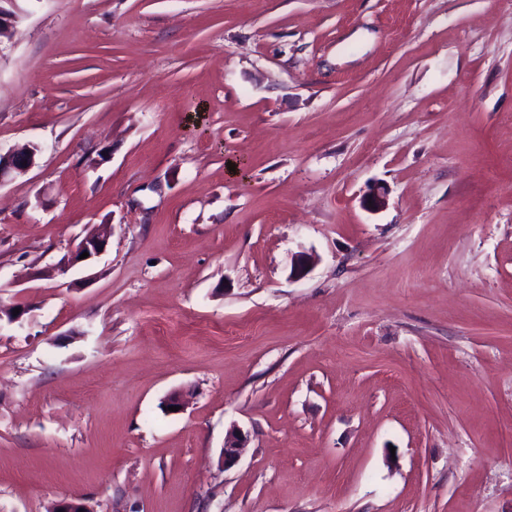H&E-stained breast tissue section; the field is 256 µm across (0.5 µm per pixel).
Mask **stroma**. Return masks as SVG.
I'll list each match as a JSON object with an SVG mask.
<instances>
[{
  "label": "stroma",
  "mask_w": 512,
  "mask_h": 512,
  "mask_svg": "<svg viewBox=\"0 0 512 512\" xmlns=\"http://www.w3.org/2000/svg\"><path fill=\"white\" fill-rule=\"evenodd\" d=\"M23 8L0 512H512V0ZM41 151L38 145L26 150L11 151L7 154L0 152V185L6 180L26 174L35 165V155ZM108 240L109 235L105 231L85 236L79 243L69 249L67 255L56 265V270L65 273L69 268L80 262L99 257L105 252ZM83 252H88L89 256L85 259H80V255ZM247 443V435L238 427L231 426L224 437L222 461L224 467L234 465L240 458Z\"/></svg>",
  "instance_id": "stroma-1"
}]
</instances>
